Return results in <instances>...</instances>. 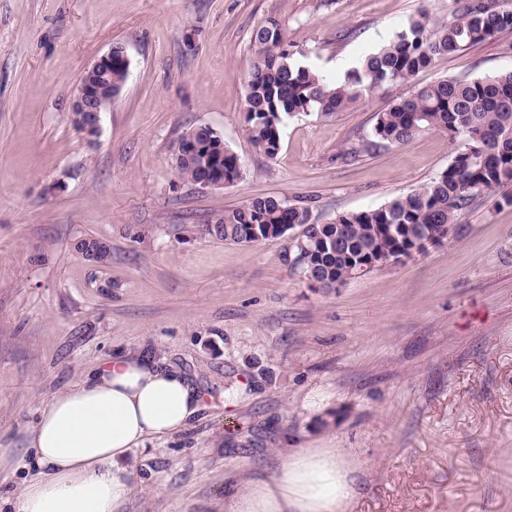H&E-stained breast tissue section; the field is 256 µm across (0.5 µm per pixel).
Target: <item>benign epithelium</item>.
<instances>
[{"mask_svg":"<svg viewBox=\"0 0 512 512\" xmlns=\"http://www.w3.org/2000/svg\"><path fill=\"white\" fill-rule=\"evenodd\" d=\"M129 64L128 56H116L108 51L100 56L87 72L92 78L79 82L72 102V123L75 129L86 139L93 140L100 134L102 115L115 99L112 92V64Z\"/></svg>","mask_w":512,"mask_h":512,"instance_id":"1","label":"benign epithelium"}]
</instances>
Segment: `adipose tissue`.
Returning <instances> with one entry per match:
<instances>
[{
  "label": "adipose tissue",
  "instance_id": "obj_1",
  "mask_svg": "<svg viewBox=\"0 0 512 512\" xmlns=\"http://www.w3.org/2000/svg\"><path fill=\"white\" fill-rule=\"evenodd\" d=\"M203 407L179 369L116 355L55 394L24 426L0 434V467L31 473L13 512H121L132 494L123 465L152 438L185 430ZM344 448H298L246 482L224 512H350L358 471Z\"/></svg>",
  "mask_w": 512,
  "mask_h": 512
}]
</instances>
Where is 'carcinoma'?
<instances>
[{
	"label": "carcinoma",
	"mask_w": 512,
	"mask_h": 512,
	"mask_svg": "<svg viewBox=\"0 0 512 512\" xmlns=\"http://www.w3.org/2000/svg\"><path fill=\"white\" fill-rule=\"evenodd\" d=\"M453 19L434 25L422 12L388 44L366 56L344 80L327 78L297 60L280 25L271 21L253 34L260 47L246 82L245 131L253 145L274 158L284 119L316 112L330 117L378 90L411 82L443 55H453L512 30V0H456ZM424 131L454 143L448 167L430 182L383 205L312 222L308 207L287 197L250 199L224 210L202 234L227 244L251 245L286 238L291 267L325 289L346 284L398 260L408 245L448 240L462 212L486 192L504 190L497 204L512 205V71L471 81L443 79L396 99L376 115L368 146L402 145ZM204 144L192 159L174 157L177 178L198 184L211 160H224V175L242 177L239 156L208 126L188 129Z\"/></svg>",
	"instance_id": "carcinoma-1"
}]
</instances>
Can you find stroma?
I'll list each match as a JSON object with an SVG mask.
<instances>
[{
    "mask_svg": "<svg viewBox=\"0 0 512 512\" xmlns=\"http://www.w3.org/2000/svg\"><path fill=\"white\" fill-rule=\"evenodd\" d=\"M455 0H0V433L101 361L138 352L193 377L205 409L128 458L126 512H222L290 450L350 448L355 512H512V206L480 195L421 255L327 290L288 241L185 236L225 208L285 196L324 224L429 182L453 155L423 132L362 150L406 86L331 117L285 119L268 157L245 135L253 33L277 20L300 62L343 80L419 12ZM194 34V47L185 37ZM130 75L95 141L70 106L112 46ZM512 70V30L413 84ZM240 157L234 184L174 181L187 129ZM355 155H347V148ZM96 238L97 262L76 249Z\"/></svg>",
    "mask_w": 512,
    "mask_h": 512,
    "instance_id": "1",
    "label": "stroma"
}]
</instances>
